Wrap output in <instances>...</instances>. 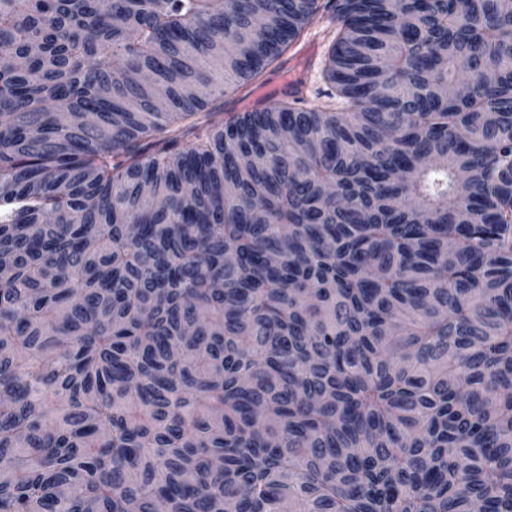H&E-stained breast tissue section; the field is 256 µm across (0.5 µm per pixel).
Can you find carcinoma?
Here are the masks:
<instances>
[{
	"mask_svg": "<svg viewBox=\"0 0 512 512\" xmlns=\"http://www.w3.org/2000/svg\"><path fill=\"white\" fill-rule=\"evenodd\" d=\"M325 9L0 0V512H512V0ZM325 18L318 25L309 28L297 43L296 47L288 52L283 59H287L283 67L274 69L270 67L264 75L262 86L254 85L246 90L219 98L215 105H220L219 112H241L256 104H270L280 99L279 92L282 83L288 77L306 79L304 99L295 103L296 107L323 106L329 102L326 93L327 84L323 81L321 73L324 66L327 50L336 28V21L331 20V11H323ZM313 48L312 55H307L306 49ZM296 52V54H294ZM250 92V93H249ZM249 93L246 97H244Z\"/></svg>",
	"mask_w": 512,
	"mask_h": 512,
	"instance_id": "cac0c4a2",
	"label": "carcinoma"
}]
</instances>
